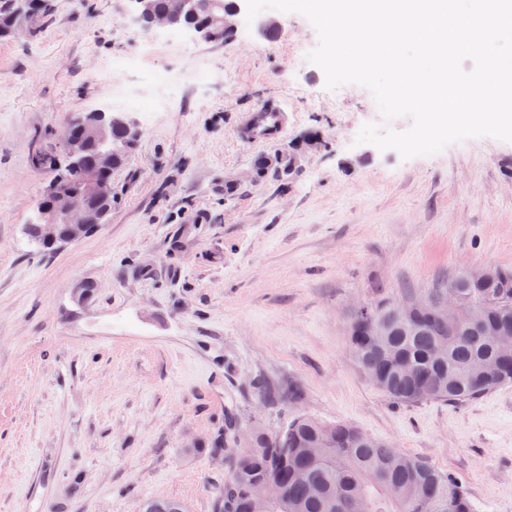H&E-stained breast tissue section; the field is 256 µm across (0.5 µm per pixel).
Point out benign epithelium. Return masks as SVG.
<instances>
[{"label":"benign epithelium","mask_w":512,"mask_h":512,"mask_svg":"<svg viewBox=\"0 0 512 512\" xmlns=\"http://www.w3.org/2000/svg\"><path fill=\"white\" fill-rule=\"evenodd\" d=\"M18 14L21 21L15 27L16 38L29 35L36 21L38 0H21ZM133 19L150 30L182 26L178 16L198 18L204 0H171V13L146 19L145 0H132ZM246 18V0H236L231 11L217 15L211 13L198 24L185 26L194 36L208 38L209 27L223 29L234 35ZM120 126L130 134V144L141 136L137 123L125 112H87L67 126L61 133L67 163L56 174L38 202L40 227L38 243L48 249L77 242L91 232L95 225L88 223L86 215L92 202L104 204L112 196V146L108 141L110 128ZM90 145L100 148L101 163L93 169L84 165L85 151Z\"/></svg>","instance_id":"obj_1"}]
</instances>
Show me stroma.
Instances as JSON below:
<instances>
[{"label": "stroma", "instance_id": "stroma-1", "mask_svg": "<svg viewBox=\"0 0 512 512\" xmlns=\"http://www.w3.org/2000/svg\"><path fill=\"white\" fill-rule=\"evenodd\" d=\"M53 3L40 36L0 41V512H139L155 495L216 512L228 422L275 433L297 414L427 461L473 512H512V383L403 406L348 343L356 303L512 268V142L406 160L358 143L364 124L410 121H384L363 86L326 88L298 13L210 43L144 31L129 0ZM156 71L185 83L113 174L107 222L37 249L26 228L52 172L35 150L122 97L140 119ZM273 106L282 136L245 140L246 114ZM314 133L330 149L309 148ZM278 150L300 159L290 180L250 179Z\"/></svg>", "mask_w": 512, "mask_h": 512}]
</instances>
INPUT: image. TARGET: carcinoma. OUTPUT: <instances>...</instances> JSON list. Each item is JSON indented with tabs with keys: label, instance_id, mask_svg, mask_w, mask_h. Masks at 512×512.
<instances>
[{
	"label": "carcinoma",
	"instance_id": "cac0c4a2",
	"mask_svg": "<svg viewBox=\"0 0 512 512\" xmlns=\"http://www.w3.org/2000/svg\"><path fill=\"white\" fill-rule=\"evenodd\" d=\"M16 9V0H0L1 40L10 39ZM61 146L60 133H53L50 144L38 149L37 165H51ZM450 287L461 298L456 334L423 306L432 298L448 299ZM369 315L384 321V335L354 336L350 351L398 404H463L512 381V270L500 269L487 282L459 271L446 288L372 303ZM483 358L498 362L500 379L472 373ZM323 427L306 415L293 416L276 434L258 426L254 446L230 458L232 479L224 482L218 512H472L465 492L428 462L374 445L349 425H330L328 436ZM268 481L282 486L280 499L259 496Z\"/></svg>",
	"mask_w": 512,
	"mask_h": 512
}]
</instances>
